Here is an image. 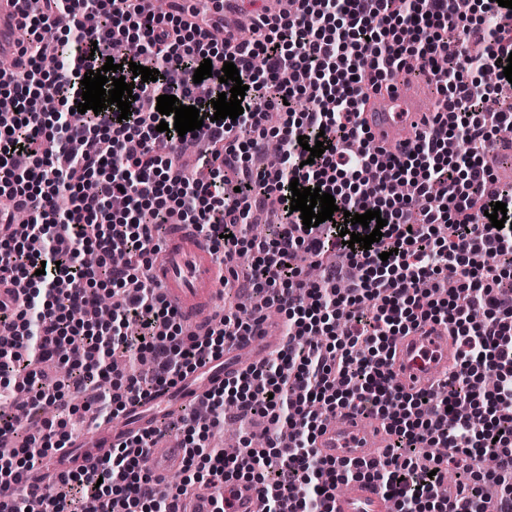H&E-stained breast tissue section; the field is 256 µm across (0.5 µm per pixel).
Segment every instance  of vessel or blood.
Instances as JSON below:
<instances>
[{
    "label": "vessel or blood",
    "instance_id": "obj_1",
    "mask_svg": "<svg viewBox=\"0 0 512 512\" xmlns=\"http://www.w3.org/2000/svg\"><path fill=\"white\" fill-rule=\"evenodd\" d=\"M20 10L15 0H0V57L18 58ZM383 104L363 118L374 142L390 152L406 148L426 119L405 86L383 93ZM166 298L182 316L184 324L196 326L214 313L216 296L224 279L209 244L193 226L171 225L163 244V258L153 266ZM270 323L261 333L241 340L220 357L207 360L195 372L152 397L130 404L123 421L101 426L94 438L80 441L82 457L99 454L119 439L143 433L164 415L180 406L200 402L205 393L225 376L240 369L243 361L257 362L263 350L278 347ZM457 356L453 336L439 326L429 335L417 333L397 339L393 370L397 384L412 391L426 390L444 378ZM389 436L380 421L358 414H342L318 435L316 448L321 457L336 462H373L380 458ZM224 512H261L257 487L250 483L225 486ZM392 499L364 482H353L337 490L333 512H395Z\"/></svg>",
    "mask_w": 512,
    "mask_h": 512
}]
</instances>
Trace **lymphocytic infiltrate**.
Wrapping results in <instances>:
<instances>
[{"instance_id": "lymphocytic-infiltrate-1", "label": "lymphocytic infiltrate", "mask_w": 512, "mask_h": 512, "mask_svg": "<svg viewBox=\"0 0 512 512\" xmlns=\"http://www.w3.org/2000/svg\"><path fill=\"white\" fill-rule=\"evenodd\" d=\"M295 10L256 13V39L215 42L209 7L188 12L169 0L167 13L145 0H44L40 14H24L14 66L0 95V403L12 398V379L32 394L20 412L32 431L7 463L0 486L22 484L45 512H176L188 489L248 482L264 494L262 512H332L329 501L348 479L378 486L397 512H512V290L501 265L512 267V188L498 186L482 162L492 132L512 128V104L482 110L493 87L472 72L502 71L512 56V9L487 0L471 20L455 0H297ZM64 32L47 49L42 32ZM60 58L55 73L43 63ZM234 63L247 91L237 119L214 120L211 101L228 91L222 69L194 83L200 63ZM121 64L135 98L127 120L118 107L77 113L81 82L107 59ZM158 70L141 81L129 62ZM422 77L442 94L438 110L400 154L371 148L362 119L370 91L399 79ZM195 106L201 130L162 133L155 104L161 95ZM309 107L297 109V95ZM58 101L55 115L38 100ZM281 112L278 168L252 174L247 162L268 133L266 110ZM323 140L310 158L299 137ZM468 151L455 149L457 141ZM29 156L26 172L18 155ZM335 198L331 220L305 227L290 208L291 180ZM125 197L114 214L110 202ZM276 203L284 222L271 237H247L249 199ZM502 202L503 228L486 211ZM379 210L387 224L371 248L345 250L359 278L328 266L311 280L295 263L298 251L317 256L342 249L346 213ZM193 225L224 267V285L238 287L233 265L242 250L256 257L248 282L262 308L285 312L284 341L264 359L206 393L211 426L223 424L226 403L240 416L274 424L262 447L231 456L184 448L179 484L162 491L146 467L156 429L117 443L79 470H56L30 482L37 463L69 447L38 410L69 409L95 379H111L97 395L94 419L122 413L136 397L173 385L235 341L256 335L257 312L244 308L215 316L203 335H184L177 310L151 274L157 224ZM26 213L28 223L16 221ZM98 263L85 265V252ZM388 260H381V253ZM457 287L447 290L444 280ZM123 292L111 321L98 318L102 286ZM444 325L458 360L435 390L399 387L387 360L399 336ZM150 358L149 372L113 371L115 349ZM79 360L80 378L65 391L42 365ZM357 411L382 420L391 442L373 463L322 458L315 442L330 416ZM497 461L472 471L455 495L438 492L447 464L459 458ZM499 480L501 498L489 502L487 483Z\"/></svg>"}]
</instances>
